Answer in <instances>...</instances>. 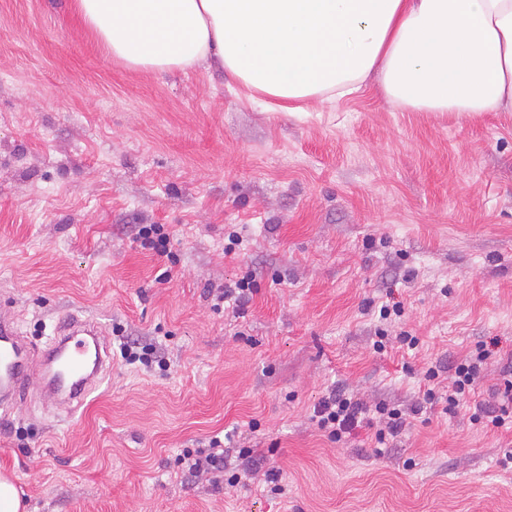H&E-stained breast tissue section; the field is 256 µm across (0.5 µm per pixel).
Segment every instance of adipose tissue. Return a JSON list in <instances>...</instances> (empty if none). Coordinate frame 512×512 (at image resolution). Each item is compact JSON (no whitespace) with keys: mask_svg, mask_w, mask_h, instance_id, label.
Instances as JSON below:
<instances>
[{"mask_svg":"<svg viewBox=\"0 0 512 512\" xmlns=\"http://www.w3.org/2000/svg\"><path fill=\"white\" fill-rule=\"evenodd\" d=\"M114 61L217 60L282 112L367 85L410 112H512V0H72Z\"/></svg>","mask_w":512,"mask_h":512,"instance_id":"obj_1","label":"adipose tissue"}]
</instances>
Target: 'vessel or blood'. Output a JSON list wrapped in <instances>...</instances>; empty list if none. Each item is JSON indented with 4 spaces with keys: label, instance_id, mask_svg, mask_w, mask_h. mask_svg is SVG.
<instances>
[{
    "label": "vessel or blood",
    "instance_id": "vessel-or-blood-1",
    "mask_svg": "<svg viewBox=\"0 0 512 512\" xmlns=\"http://www.w3.org/2000/svg\"><path fill=\"white\" fill-rule=\"evenodd\" d=\"M44 357L47 384L60 404L70 409L86 402L112 364L100 327L75 315L60 325L58 337L46 346ZM29 379L26 338L14 321L1 319L0 398L22 395Z\"/></svg>",
    "mask_w": 512,
    "mask_h": 512
}]
</instances>
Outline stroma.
<instances>
[{"mask_svg":"<svg viewBox=\"0 0 512 512\" xmlns=\"http://www.w3.org/2000/svg\"><path fill=\"white\" fill-rule=\"evenodd\" d=\"M70 2L0 0V318L38 347L96 321L112 369L73 412L37 384L0 404L27 512H512V428L470 420L512 367V112H409L371 87L275 112L214 67L113 62ZM139 224L166 225L176 260ZM250 268L243 312L213 310ZM398 301L389 330L418 343L376 353ZM117 324L168 370L124 363ZM482 345L474 402L408 416L384 452L310 420L334 388L420 402L426 370L447 381ZM214 437L253 451L235 487L176 472Z\"/></svg>","mask_w":512,"mask_h":512,"instance_id":"stroma-1","label":"stroma"}]
</instances>
